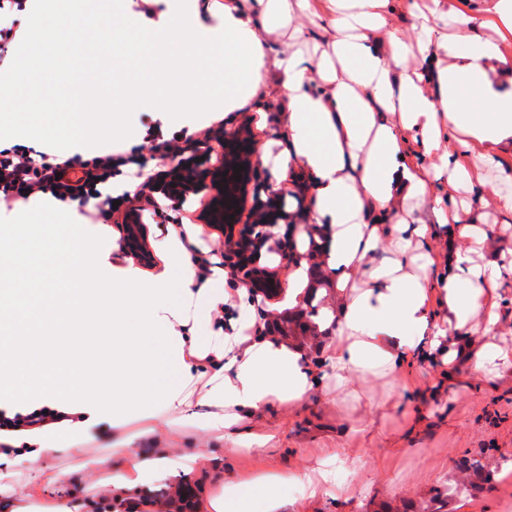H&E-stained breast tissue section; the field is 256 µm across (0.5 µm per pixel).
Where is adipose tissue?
<instances>
[{
  "label": "adipose tissue",
  "mask_w": 512,
  "mask_h": 512,
  "mask_svg": "<svg viewBox=\"0 0 512 512\" xmlns=\"http://www.w3.org/2000/svg\"><path fill=\"white\" fill-rule=\"evenodd\" d=\"M389 0H253L241 9L226 0H26L14 56L0 63V112L15 111L20 93L49 84L71 67L57 47L77 30L102 34L113 53L142 50L153 62L150 80L133 96L157 102L162 124L196 128L243 109L282 80L288 133L273 164L300 165L308 176L306 223L295 241H313L332 276L338 303L325 308L330 334L318 363L268 336L232 338L263 314L238 288L239 314L218 320L228 300L223 268L199 277L189 251L192 237L179 225L157 242L167 260L152 275L134 266L85 258L94 238L79 208L52 200L20 203L15 222L0 225V404L23 413H60L61 421L20 426L0 437V462L9 449L36 461L72 451L98 425L112 427L105 457H83L71 470L48 469L27 482L11 512H32L47 489H81L93 479L105 498L122 501L158 478L180 479L201 469L208 453L179 454L163 445L140 453L137 436L157 432V414L180 415L189 403L208 407V433L253 450L268 436L242 435L244 420L273 403L293 405L353 374H396L410 363L464 356L471 374L489 382L512 379V348L501 346L499 299L512 288V259L496 255L476 264L489 235L443 197L434 183L460 179L457 152L478 151L483 171L500 172L503 146L512 144V94L486 82L501 43L512 39V0H432L436 23L422 29V61L408 68L403 33L389 29ZM323 21L330 36L313 54L273 51L298 15ZM497 37L482 39L479 28ZM80 112L48 115L50 150L59 160L89 159L104 149L124 151L108 120L94 108L99 92L85 80ZM422 136L426 159L411 162L409 132ZM430 199L438 225L460 240L449 268L420 263L429 240L415 216ZM52 224L37 223L42 210ZM392 258L375 263L380 249ZM436 289L447 315L437 320L426 303ZM209 385H202V378ZM346 455L328 457L317 474L269 473L230 493L198 490L199 512H280L272 488L292 482L313 498L336 480Z\"/></svg>",
  "instance_id": "1"
}]
</instances>
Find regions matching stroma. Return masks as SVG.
<instances>
[{
  "label": "stroma",
  "mask_w": 512,
  "mask_h": 512,
  "mask_svg": "<svg viewBox=\"0 0 512 512\" xmlns=\"http://www.w3.org/2000/svg\"><path fill=\"white\" fill-rule=\"evenodd\" d=\"M285 98L278 85L244 109L228 114L226 131H238L246 117L255 116L251 147L255 172L248 192L272 191L278 177L261 158L276 154L277 140L287 134L282 120ZM503 186L494 179L484 184L456 187L441 183L434 193L448 204L467 207L479 225L491 229L494 252L512 250V212L489 206L488 200ZM83 212L90 225H105L106 235L95 241V254L110 262L148 271L164 256L156 242L170 218L186 215L196 248L212 261L223 260L224 234L200 217L199 201L182 209L170 208L146 225L141 244L148 259L132 258L125 250V231L115 221H100L92 207ZM204 407L186 409L178 428L160 424L159 434L179 451L210 449V467L188 475V484L207 481L210 468L224 473L225 485L249 481L256 474L281 471L298 474L317 466L338 441L358 464L356 472L341 471L328 493L302 497L295 486L280 487L282 512H406L409 506L429 501L435 492L448 497V512H503L500 496L512 486V473L502 467L505 453H512V384H492L473 376L459 361L432 367L414 366L394 376H355L354 386L337 392L335 382L313 391L301 404L274 403L245 421L251 431L270 435L265 449L246 451L202 431L198 423ZM484 453L488 474L463 479L458 460L465 453Z\"/></svg>",
  "instance_id": "stroma-1"
}]
</instances>
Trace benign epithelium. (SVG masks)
<instances>
[{
	"instance_id": "7a95c632",
	"label": "benign epithelium",
	"mask_w": 512,
	"mask_h": 512,
	"mask_svg": "<svg viewBox=\"0 0 512 512\" xmlns=\"http://www.w3.org/2000/svg\"><path fill=\"white\" fill-rule=\"evenodd\" d=\"M226 153L230 161L224 172L205 173L201 176L203 185L215 188V201L207 218L210 224H233L231 216L236 214L238 205L234 201L241 200L252 171L251 163L247 162V152L238 136L234 133L224 135Z\"/></svg>"
}]
</instances>
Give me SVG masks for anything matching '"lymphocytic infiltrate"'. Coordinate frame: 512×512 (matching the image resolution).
<instances>
[{"instance_id":"f902f5d3","label":"lymphocytic infiltrate","mask_w":512,"mask_h":512,"mask_svg":"<svg viewBox=\"0 0 512 512\" xmlns=\"http://www.w3.org/2000/svg\"><path fill=\"white\" fill-rule=\"evenodd\" d=\"M145 138L152 152L171 159L172 164L156 172L137 166L129 173L135 194L117 198L105 190L112 177L115 154L102 153L87 160L77 156L62 162L45 150L34 158L14 148L0 149V202H9L15 195L30 199L48 194L61 202L93 204L106 218L112 217L115 207L120 206L125 219L137 222L142 214L134 206V199L157 207L168 201L197 197L201 165H221L226 161L225 154L217 150L224 142V129L220 126H208L193 139L177 132L164 135L159 123L150 122ZM287 218L281 196L253 197L242 228L231 224L224 228L225 267L250 278L255 287H262L271 276L260 262L262 251H274L283 257L288 254L290 240L273 233L276 222Z\"/></svg>"}]
</instances>
